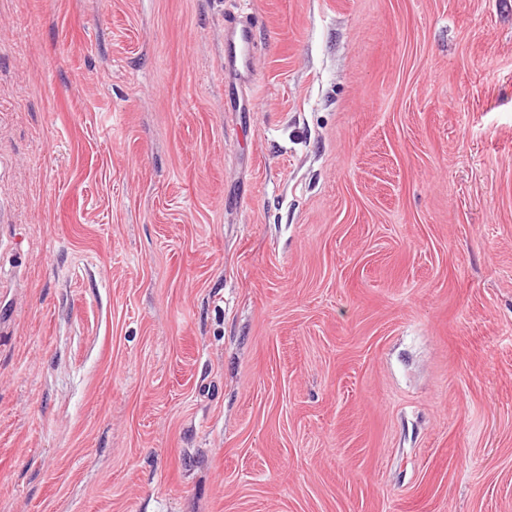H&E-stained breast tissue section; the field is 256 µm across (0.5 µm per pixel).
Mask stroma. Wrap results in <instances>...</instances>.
Returning a JSON list of instances; mask_svg holds the SVG:
<instances>
[{"label":"stroma","instance_id":"35a3bbf8","mask_svg":"<svg viewBox=\"0 0 512 512\" xmlns=\"http://www.w3.org/2000/svg\"><path fill=\"white\" fill-rule=\"evenodd\" d=\"M0 512H512V0H0ZM224 33V75L251 81L256 45L255 26L237 18L226 20Z\"/></svg>","mask_w":512,"mask_h":512}]
</instances>
